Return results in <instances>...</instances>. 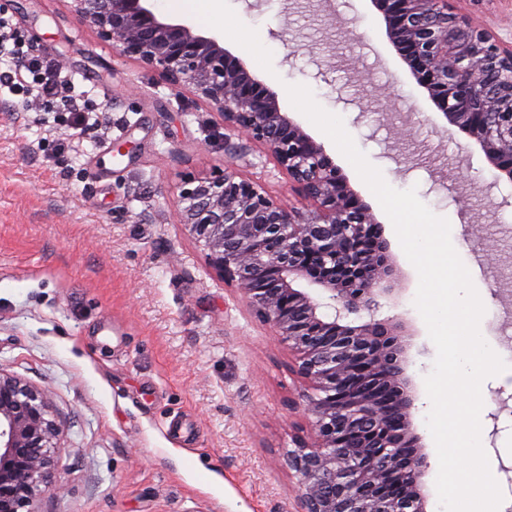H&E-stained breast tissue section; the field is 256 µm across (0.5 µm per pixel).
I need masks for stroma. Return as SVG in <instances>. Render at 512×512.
I'll return each mask as SVG.
<instances>
[{"mask_svg":"<svg viewBox=\"0 0 512 512\" xmlns=\"http://www.w3.org/2000/svg\"><path fill=\"white\" fill-rule=\"evenodd\" d=\"M273 53L262 69L224 46L278 95L372 209L397 276L379 317L408 329L413 423L429 467L428 512H442L424 379L436 347L414 306L418 273L380 203L334 143L290 103L308 86L399 190L451 224L486 312L480 331L512 364V181L479 144L446 129L390 43L371 0H229ZM452 11L512 43V0H450ZM34 49L94 88L80 131L53 114L0 107V367L49 387L63 426L67 490L39 512H302L284 463L309 420L295 399V356L244 295L214 276L178 222L179 187L221 174L224 124L187 88L164 83L78 18L71 0H0ZM411 119V138L396 135ZM124 144L117 154L115 144ZM241 174L289 205L288 179L255 145ZM490 471L512 512V377L482 385Z\"/></svg>","mask_w":512,"mask_h":512,"instance_id":"obj_1","label":"stroma"}]
</instances>
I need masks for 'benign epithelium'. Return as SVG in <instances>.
<instances>
[{"instance_id":"1","label":"benign epithelium","mask_w":512,"mask_h":512,"mask_svg":"<svg viewBox=\"0 0 512 512\" xmlns=\"http://www.w3.org/2000/svg\"><path fill=\"white\" fill-rule=\"evenodd\" d=\"M72 2L104 41L167 84L191 89L224 120L230 161L216 178L183 181L179 223L288 343L296 375L315 391L306 396L312 436L286 458L303 512H426L407 339L401 325L377 318V297L393 291L395 270L383 237L369 250L354 248L381 229L369 206L219 33L160 17L154 0ZM372 3L447 123L512 181V45L449 10L448 0ZM234 134L263 148L305 208L242 176ZM301 280L323 296L297 287ZM50 401L49 388L0 367V512H38L44 493L65 489L54 459L62 429Z\"/></svg>"}]
</instances>
